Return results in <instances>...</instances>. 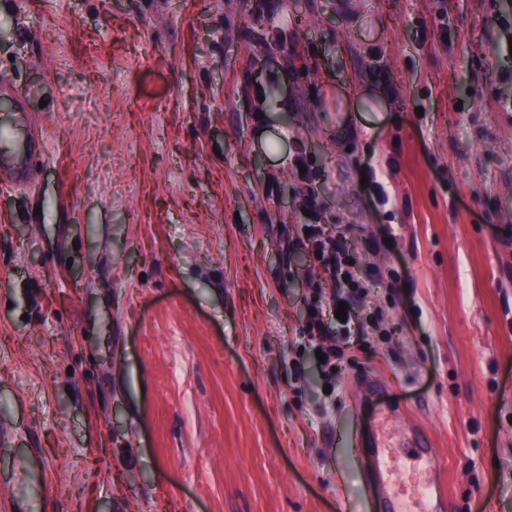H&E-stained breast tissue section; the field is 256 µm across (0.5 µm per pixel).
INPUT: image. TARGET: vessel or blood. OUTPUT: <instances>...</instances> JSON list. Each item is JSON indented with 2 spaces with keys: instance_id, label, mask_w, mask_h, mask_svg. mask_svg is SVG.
<instances>
[{
  "instance_id": "1",
  "label": "vessel or blood",
  "mask_w": 512,
  "mask_h": 512,
  "mask_svg": "<svg viewBox=\"0 0 512 512\" xmlns=\"http://www.w3.org/2000/svg\"><path fill=\"white\" fill-rule=\"evenodd\" d=\"M0 96L11 101L15 120L24 129L22 136L11 138L9 145L0 149V183L27 186L34 181L36 162L44 158L41 126L27 111L23 90L5 75L0 76ZM369 446L379 512H447L448 499L437 484L436 454L421 431H413L401 454L384 435L370 437ZM405 458L410 461L412 474L402 481L397 471Z\"/></svg>"
}]
</instances>
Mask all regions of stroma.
I'll use <instances>...</instances> for the list:
<instances>
[{"mask_svg": "<svg viewBox=\"0 0 512 512\" xmlns=\"http://www.w3.org/2000/svg\"><path fill=\"white\" fill-rule=\"evenodd\" d=\"M512 0H0L38 114L0 189V512H355L416 426L512 512ZM391 335L325 376L294 158ZM375 168L391 202L360 184ZM390 236L393 250L374 248ZM373 375L384 395L358 401Z\"/></svg>", "mask_w": 512, "mask_h": 512, "instance_id": "obj_1", "label": "stroma"}]
</instances>
